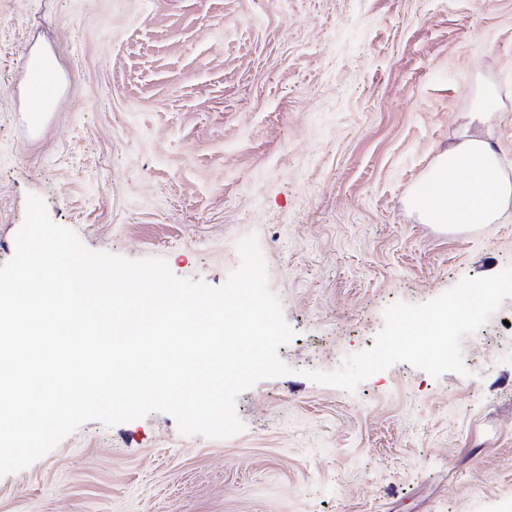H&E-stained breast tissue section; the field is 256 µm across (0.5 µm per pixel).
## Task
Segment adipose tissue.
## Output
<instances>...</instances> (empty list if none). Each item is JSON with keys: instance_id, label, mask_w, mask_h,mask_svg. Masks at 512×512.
<instances>
[{"instance_id": "1", "label": "adipose tissue", "mask_w": 512, "mask_h": 512, "mask_svg": "<svg viewBox=\"0 0 512 512\" xmlns=\"http://www.w3.org/2000/svg\"><path fill=\"white\" fill-rule=\"evenodd\" d=\"M443 159L448 176L433 219L438 224H483L496 220L512 200V182L500 172L499 157L485 138L450 145Z\"/></svg>"}]
</instances>
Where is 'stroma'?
Wrapping results in <instances>:
<instances>
[{
  "label": "stroma",
  "instance_id": "obj_1",
  "mask_svg": "<svg viewBox=\"0 0 512 512\" xmlns=\"http://www.w3.org/2000/svg\"><path fill=\"white\" fill-rule=\"evenodd\" d=\"M39 47L61 82L34 123ZM484 83L512 178V0H0V264L31 194L212 287L253 234L295 332L240 433L90 421L0 476V512H512V202L462 226L408 204ZM477 280L502 287L427 338Z\"/></svg>",
  "mask_w": 512,
  "mask_h": 512
}]
</instances>
